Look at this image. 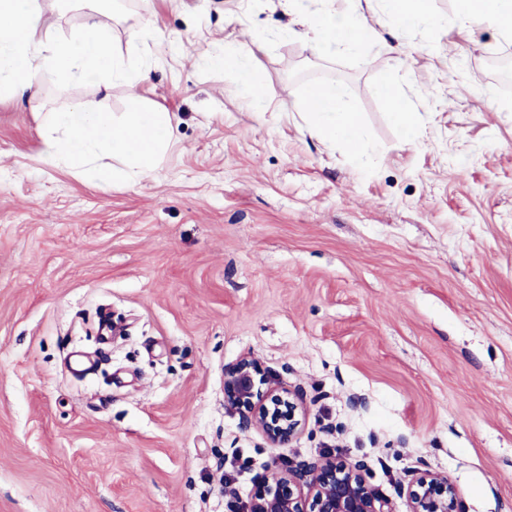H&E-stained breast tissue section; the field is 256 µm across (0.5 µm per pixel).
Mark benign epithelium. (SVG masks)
I'll list each match as a JSON object with an SVG mask.
<instances>
[{
  "instance_id": "benign-epithelium-1",
  "label": "benign epithelium",
  "mask_w": 512,
  "mask_h": 512,
  "mask_svg": "<svg viewBox=\"0 0 512 512\" xmlns=\"http://www.w3.org/2000/svg\"><path fill=\"white\" fill-rule=\"evenodd\" d=\"M224 406L235 411L245 427L261 434L271 448L291 444L306 421L300 395L274 384L251 356L224 366ZM245 512H462V506L454 483L425 469L399 511L366 479L361 465L328 452L311 463L267 466Z\"/></svg>"
}]
</instances>
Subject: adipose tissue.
Masks as SVG:
<instances>
[{
    "mask_svg": "<svg viewBox=\"0 0 512 512\" xmlns=\"http://www.w3.org/2000/svg\"><path fill=\"white\" fill-rule=\"evenodd\" d=\"M286 2L298 18L303 37L319 56L338 51L364 53L365 15L359 0H349L340 13L330 9V0H321V7L314 10L309 9V0ZM48 9L60 16L79 10L81 21L66 32L51 34L44 18ZM111 17L112 0H51L46 8L40 0H0V90L37 99L40 78L47 73L58 75L66 84L93 82L104 94L116 83L146 82L148 71L132 66L115 50ZM454 20L461 24L485 21L503 38L511 39L512 0H456ZM252 54V47L240 45L225 51L220 64L248 87L251 110L263 112L267 94L249 66ZM318 95L320 102L314 107L296 92H289L288 97L306 110L320 136L350 146L355 158H363L371 146L358 113L335 85L319 86ZM46 121L54 133L44 141L45 156L104 183L118 177L134 180L151 171L173 135L170 113L139 105L117 119L96 102L82 100L47 113ZM115 158L120 167L112 166Z\"/></svg>",
    "mask_w": 512,
    "mask_h": 512,
    "instance_id": "ef3b65f1",
    "label": "adipose tissue"
}]
</instances>
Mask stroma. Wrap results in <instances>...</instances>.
I'll list each match as a JSON object with an SVG mask.
<instances>
[{
  "instance_id": "stroma-1",
  "label": "stroma",
  "mask_w": 512,
  "mask_h": 512,
  "mask_svg": "<svg viewBox=\"0 0 512 512\" xmlns=\"http://www.w3.org/2000/svg\"><path fill=\"white\" fill-rule=\"evenodd\" d=\"M112 22L147 83L0 97V512H229L267 465L339 451L402 503L417 470L463 512H512V39L388 26L381 50L319 57L282 0H131ZM181 37L128 43L126 16ZM250 43L269 109L212 56ZM420 112L415 140L380 94ZM338 86L374 146L322 140L285 91ZM170 112L156 169L98 184L43 154L44 115L83 99ZM110 314L121 336L103 341ZM90 355L75 376L71 353ZM255 357L304 397L283 448L224 407V367Z\"/></svg>"
}]
</instances>
